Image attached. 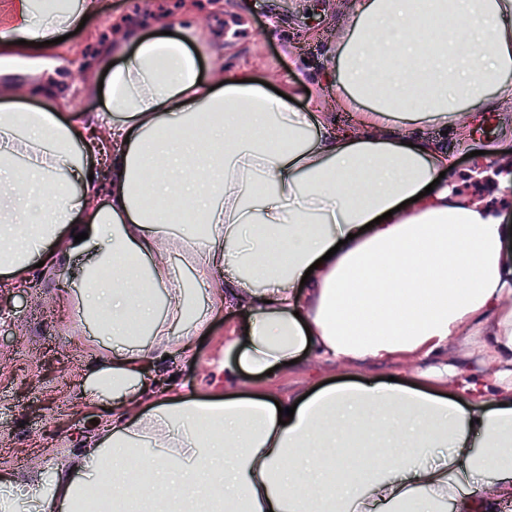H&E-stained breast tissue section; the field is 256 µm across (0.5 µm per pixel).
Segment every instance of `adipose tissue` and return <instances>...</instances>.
I'll return each mask as SVG.
<instances>
[{
	"instance_id": "obj_1",
	"label": "adipose tissue",
	"mask_w": 512,
	"mask_h": 512,
	"mask_svg": "<svg viewBox=\"0 0 512 512\" xmlns=\"http://www.w3.org/2000/svg\"><path fill=\"white\" fill-rule=\"evenodd\" d=\"M94 0H11L0 52L78 26ZM336 29V125L247 69L201 79L193 30L120 31L101 53L105 109L28 104L0 67V274L80 257L67 293L117 344L86 383L112 420L52 479L0 472V512H92L126 465L161 512H502L512 504V220L439 174L446 128L512 103V0H350ZM191 211L182 233L165 208ZM178 256L180 265L170 263ZM205 300H189V289ZM163 305H156V295ZM224 388L147 400L144 362L189 359L223 309ZM465 337L488 368L315 383L256 380L309 354L422 360ZM294 407L286 424L279 408Z\"/></svg>"
}]
</instances>
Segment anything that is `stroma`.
Instances as JSON below:
<instances>
[{"label":"stroma","mask_w":512,"mask_h":512,"mask_svg":"<svg viewBox=\"0 0 512 512\" xmlns=\"http://www.w3.org/2000/svg\"><path fill=\"white\" fill-rule=\"evenodd\" d=\"M97 10L85 26L45 52L32 65L29 53L12 61L19 79L37 81L35 97L66 103L72 111L92 112L104 101L85 81L98 70L100 52L116 25L126 24L153 35L162 30L195 27L202 69L213 53L224 56L228 72L249 68L271 87L289 85L294 104L304 111H331L336 88L327 83L336 50L340 16L336 0H96ZM470 136L480 153L467 157L449 142L451 179L465 192L478 190L473 172L487 169L496 154L512 150V104L478 109ZM80 261L70 258L50 270L32 269L28 280L0 288V471L19 479L40 474L51 478L68 462L102 418L101 402L85 386L96 352L85 347L93 328L81 324L66 304L60 286L77 287ZM241 313L217 315L205 339L195 342L191 362L159 363L149 373L171 376L185 390L205 396L224 386V330ZM401 361L329 365L304 358L271 381L285 396L317 379L384 380L405 373Z\"/></svg>","instance_id":"stroma-1"}]
</instances>
